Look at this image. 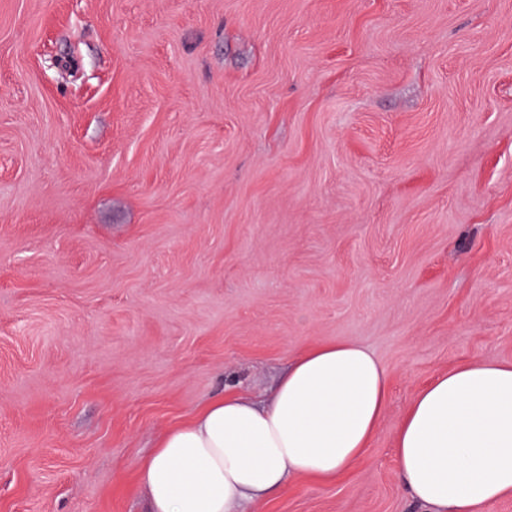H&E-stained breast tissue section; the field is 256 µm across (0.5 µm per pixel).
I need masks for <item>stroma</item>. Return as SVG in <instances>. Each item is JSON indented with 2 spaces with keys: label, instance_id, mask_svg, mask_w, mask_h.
I'll return each mask as SVG.
<instances>
[{
  "label": "stroma",
  "instance_id": "obj_1",
  "mask_svg": "<svg viewBox=\"0 0 512 512\" xmlns=\"http://www.w3.org/2000/svg\"><path fill=\"white\" fill-rule=\"evenodd\" d=\"M336 339L378 430L253 512H424L415 392L512 362V0H0V512H148L166 430Z\"/></svg>",
  "mask_w": 512,
  "mask_h": 512
}]
</instances>
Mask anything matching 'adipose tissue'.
I'll return each instance as SVG.
<instances>
[{
    "label": "adipose tissue",
    "instance_id": "1",
    "mask_svg": "<svg viewBox=\"0 0 512 512\" xmlns=\"http://www.w3.org/2000/svg\"><path fill=\"white\" fill-rule=\"evenodd\" d=\"M387 397L369 348L302 350L267 405L228 391L164 434L140 473L151 512H250L295 478L334 479L364 456ZM396 459L429 512H481L512 496V363L472 359L418 390Z\"/></svg>",
    "mask_w": 512,
    "mask_h": 512
}]
</instances>
